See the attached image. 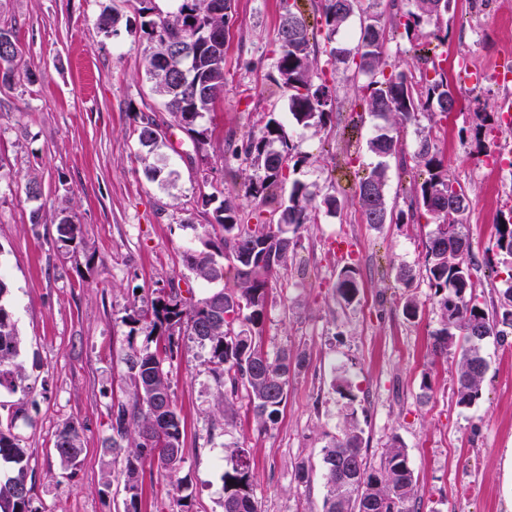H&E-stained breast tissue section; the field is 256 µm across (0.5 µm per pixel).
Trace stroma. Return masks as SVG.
Wrapping results in <instances>:
<instances>
[{"mask_svg": "<svg viewBox=\"0 0 512 512\" xmlns=\"http://www.w3.org/2000/svg\"><path fill=\"white\" fill-rule=\"evenodd\" d=\"M107 7L120 16L109 33L97 24ZM139 8V0H0V26L17 47L16 76L0 83V272L9 284L0 301L16 322L24 369L23 392L0 390V422L11 424L26 450L34 507L125 512L124 462L104 454L102 442L112 433L113 404L133 400L125 357L147 345L137 318L154 290L169 284L187 300L210 292L183 253L198 243L196 225L211 220L206 197L242 191L224 177L228 140L246 138L273 112L301 159L296 179L316 198L337 192L346 200L301 230L287 267L269 283L264 348L299 351L306 363L290 377L277 421L264 427L246 394L222 407L224 380L207 348L188 333L177 336L166 368L183 421V461L170 474L144 467L139 512H224L227 451L236 447L248 451L261 512H321L322 449L350 412L371 464L393 438L405 445L418 478L417 512H512V333L487 341L482 396L458 405L456 354L430 355L439 316L424 242L433 224L374 227L353 202L359 176L378 162L368 142L384 120L367 113L348 129L358 92L341 76L331 125H298L287 93L269 81L281 0H234L224 92L202 121L206 144L195 152L151 91ZM493 10L487 19L475 0H455L463 32L437 48L458 96L438 148L469 193L463 232L479 262L500 213L512 208V169L482 166L473 139L478 112L512 102V83L493 79L512 53V0H493ZM144 114L166 133L168 163L158 174L149 172L138 140ZM32 180L41 187L35 197L27 190ZM66 205L83 228L74 242L57 233ZM347 264L360 285L349 304L334 295ZM402 268L412 270L411 286L398 282ZM406 293L418 301L417 318L402 312ZM337 380L347 394L335 390ZM68 421L83 428V453L66 469L54 443ZM301 463L311 473L303 485L294 479Z\"/></svg>", "mask_w": 512, "mask_h": 512, "instance_id": "obj_1", "label": "stroma"}]
</instances>
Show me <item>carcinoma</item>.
<instances>
[{"mask_svg":"<svg viewBox=\"0 0 512 512\" xmlns=\"http://www.w3.org/2000/svg\"><path fill=\"white\" fill-rule=\"evenodd\" d=\"M175 2L174 10L162 16L155 13L152 0H140V32L151 44L145 73L165 109L199 146L207 132L201 120L224 91V33L233 19L234 0ZM453 2L407 0V9L387 14L376 10L377 0H312L313 13L324 32L320 44L298 0H284L271 82L288 92V110L297 123L322 129L335 112L336 84L327 74L343 72L352 80L364 78L358 86L361 112L391 121L390 130L368 142L369 151L381 158L399 154L397 127L428 116L429 126L420 132L412 156L415 179L409 211L435 224L424 243L426 276L440 315V328L432 334V353L444 356L459 351L453 395L458 405L468 407L480 398L489 368L483 355L486 340L492 336L503 340L505 328H512V275L499 292L498 306L489 311L476 303L475 263L462 232L469 194L448 174L433 135L435 126L457 104L455 89L431 56L433 42H445L454 26ZM355 15L360 16L361 25L354 46L336 45V37ZM398 39L407 40L414 50L417 72L392 68L387 62L385 45ZM16 55L10 32L0 28L1 81L12 76ZM497 128L498 113L481 119L475 131L481 152H487L485 139ZM138 139L153 155L149 169L161 172L167 158L159 152L163 134L154 118L141 117ZM232 155L244 156L254 171L244 177L225 166L228 176L243 178L252 207L247 211L237 197L224 196L212 211L211 223L202 225L201 248L185 251V258L195 276L207 283L224 280V265L216 257L224 258L235 269V288L212 291L189 305L173 285L158 290L140 322L146 338L166 340L168 350L134 349L126 358L134 400L130 405L112 406V436L103 445L104 453L125 458L130 493L126 512H137L138 479L145 464L174 473L182 462V422L165 366L176 332L185 328L209 348V362L230 384L224 403L231 404L239 387H244L254 416L263 426L275 421L287 398L288 377L305 364L304 357L286 348L272 357L262 345L269 279L287 266L301 228L317 223L322 207L329 213L338 211L341 201L329 194L317 202L303 183L293 179L301 159L294 154L285 125L272 112ZM384 187L381 163L359 178L355 203L363 220L377 227L406 223L405 211L388 205ZM57 232L62 241L72 242L82 236V226L63 217ZM487 252L493 253L486 259L490 268L495 257L504 263L512 260V208L496 224L495 243ZM334 293L347 304L356 299L359 283L354 267L346 265L340 270ZM459 335L465 342L460 348ZM18 345L12 313L0 303V389L15 392L22 383ZM362 444V430L351 413L341 434L322 448L327 488L322 512H414L417 477L405 446L393 439L376 468L368 465ZM54 447L63 465L75 466L83 451L80 425L64 424ZM1 460L13 465L14 475L0 481V512H35L25 450L9 425H0ZM230 461L231 469L224 472V512H260L250 488L247 449H232Z\"/></svg>","mask_w":512,"mask_h":512,"instance_id":"carcinoma-1","label":"carcinoma"}]
</instances>
